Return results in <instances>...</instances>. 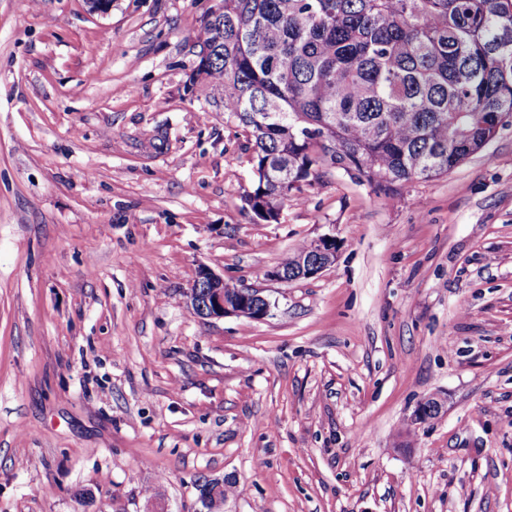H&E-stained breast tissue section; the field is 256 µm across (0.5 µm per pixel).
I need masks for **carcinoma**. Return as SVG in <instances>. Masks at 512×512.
I'll list each match as a JSON object with an SVG mask.
<instances>
[{"instance_id":"1","label":"carcinoma","mask_w":512,"mask_h":512,"mask_svg":"<svg viewBox=\"0 0 512 512\" xmlns=\"http://www.w3.org/2000/svg\"><path fill=\"white\" fill-rule=\"evenodd\" d=\"M507 31L512 0H219L189 84L248 131L245 208L276 223L326 166L393 199L483 150L512 119Z\"/></svg>"}]
</instances>
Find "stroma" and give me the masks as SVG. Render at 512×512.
<instances>
[{"label":"stroma","mask_w":512,"mask_h":512,"mask_svg":"<svg viewBox=\"0 0 512 512\" xmlns=\"http://www.w3.org/2000/svg\"><path fill=\"white\" fill-rule=\"evenodd\" d=\"M208 6L0 0V512H198L201 475L224 512H512V121L258 221L245 129L189 85ZM323 235L333 266L267 279ZM201 265L269 316L194 317Z\"/></svg>","instance_id":"stroma-1"}]
</instances>
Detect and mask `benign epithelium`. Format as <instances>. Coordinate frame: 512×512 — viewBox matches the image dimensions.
Wrapping results in <instances>:
<instances>
[{"mask_svg":"<svg viewBox=\"0 0 512 512\" xmlns=\"http://www.w3.org/2000/svg\"><path fill=\"white\" fill-rule=\"evenodd\" d=\"M313 254L301 265L298 278H314L330 267L336 259V239L323 236L311 243ZM196 287L205 288L207 292L199 295L190 290L187 292V306L197 317L204 320L224 319L226 317H246L262 320L271 311V302L258 289L252 290V299L240 298L224 294V276L207 266L199 268L194 281ZM444 408V401L437 397L421 400L413 413L419 423L429 421V414Z\"/></svg>","mask_w":512,"mask_h":512,"instance_id":"obj_1","label":"benign epithelium"}]
</instances>
